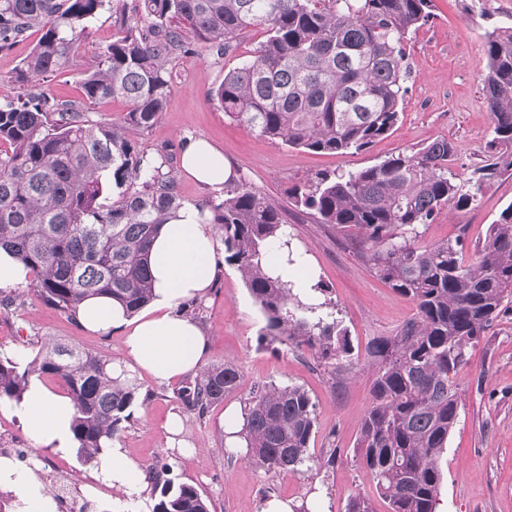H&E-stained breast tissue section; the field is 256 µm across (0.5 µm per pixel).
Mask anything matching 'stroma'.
Here are the masks:
<instances>
[{
    "mask_svg": "<svg viewBox=\"0 0 512 512\" xmlns=\"http://www.w3.org/2000/svg\"><path fill=\"white\" fill-rule=\"evenodd\" d=\"M512 22V0H431V18L406 40L410 69L402 114L392 132L367 149L347 154H319L270 142L242 123L225 116L213 100L214 90L229 69L244 62L262 31L255 28L238 42L235 52L220 58L204 47L176 57L172 88L156 123L135 136L147 151L171 149L181 155L184 143L203 137L223 151L236 178L282 207L283 220L308 262L295 274L316 276L331 290L339 316L355 344L365 347L375 336H391L416 314L415 304L374 276L359 247L336 228L317 223L307 210L294 207L290 189L318 172L352 171L415 150L439 137L456 142L459 152L451 166L465 181L484 156L492 131L483 95L486 73L484 32ZM119 25L111 11L88 24L89 35L67 69L44 83L54 99L82 102V75L97 48L111 43ZM512 203V178L484 189L472 209L443 211L422 226L417 239L425 247L458 236L470 245L484 242L488 228ZM198 322L208 338L206 362L241 366L243 382L224 402L204 415L183 411L176 385H159L140 376L142 391L151 398L133 409V420L118 437L139 466L168 452L182 481L194 485L211 504V512H259L265 499L281 498L304 506L306 512H345L350 498H373L376 512H388L377 499L375 485L355 458L354 446L370 401L372 377L366 361L334 368L312 352L287 345L277 350L257 346L264 319L239 274L223 266L206 299L195 302ZM68 339L81 347L116 358L123 335L107 336L84 329L68 314L45 305L34 290H0V354L31 356L43 340ZM298 384L318 403V430L310 451L336 449L329 472L304 469L273 474L250 463L243 452L224 444L221 426L226 406H242L254 389L267 384ZM458 419L440 456L441 484L437 512H512V303L508 304L457 377ZM179 415L187 449L168 448L165 424ZM0 448L39 457V476L58 481L60 472L75 476L70 488L77 500H91L98 512H110L116 496L95 484L92 465L76 453L65 455L34 449L17 417L0 414ZM96 494H88L89 485Z\"/></svg>",
    "mask_w": 512,
    "mask_h": 512,
    "instance_id": "obj_1",
    "label": "stroma"
}]
</instances>
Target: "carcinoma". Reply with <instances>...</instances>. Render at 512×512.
I'll return each mask as SVG.
<instances>
[{"label":"carcinoma","instance_id":"cac0c4a2","mask_svg":"<svg viewBox=\"0 0 512 512\" xmlns=\"http://www.w3.org/2000/svg\"><path fill=\"white\" fill-rule=\"evenodd\" d=\"M431 0H0V49L41 32L0 101V248L33 273L38 297L70 317L92 295H108L129 314L152 295L148 255L159 228L184 204L173 157L133 140L151 127L171 91L170 61L200 42L218 56L261 27L246 62L228 70L213 94L228 118L259 136L316 153L362 151L388 135L408 92L405 41L429 22ZM119 36L99 48L84 72L86 99H120V123L91 119L84 108L33 90L62 72L105 7ZM483 90L491 138L468 187L450 171L455 142L433 140L358 172L317 173L290 190L295 206L320 224L353 236L375 274L411 297L416 316L393 336H377L366 355L375 373L355 450L389 512H435L440 454L458 417L455 375L512 302V203L490 224L477 258L466 240L426 247L418 227L445 209L475 207L483 189L512 177V25L485 32ZM224 245L265 325L259 346L285 342L327 364L350 366L352 338L330 290L317 303L293 281L270 274L268 248L284 233L279 204L242 183H224L208 199ZM67 388L76 414L78 458L93 463L130 424L140 400L135 378L113 375L112 358L72 342H46L30 360L0 355V399L22 400L32 378ZM238 365L205 367L176 391L189 411L204 413L236 391ZM318 404L301 385H265L244 404L246 457L267 473L329 469L336 449L310 454ZM150 512H210L198 490L180 481L164 456L148 466Z\"/></svg>","mask_w":512,"mask_h":512}]
</instances>
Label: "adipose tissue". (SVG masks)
<instances>
[{"label":"adipose tissue","mask_w":512,"mask_h":512,"mask_svg":"<svg viewBox=\"0 0 512 512\" xmlns=\"http://www.w3.org/2000/svg\"><path fill=\"white\" fill-rule=\"evenodd\" d=\"M182 170L195 181L220 191L232 176L224 153L203 138L188 140L181 155ZM223 245L213 224L198 209L184 205L162 224L152 244L148 264L153 279L149 308L138 316L128 315L112 298H86L77 310L79 323L102 335L118 330L123 347L114 372L146 374L160 385L176 382L202 369L207 338L199 324L185 317L182 306L207 296L217 276V255ZM0 414L22 418L34 447L64 453L73 444L71 422L75 408L69 397L31 382L21 402L0 400ZM100 480L117 493L116 512H148L142 469L117 442H110L100 457ZM16 491L18 512H57L54 498L39 483L33 471L7 458H0V487Z\"/></svg>","instance_id":"adipose-tissue-1"}]
</instances>
